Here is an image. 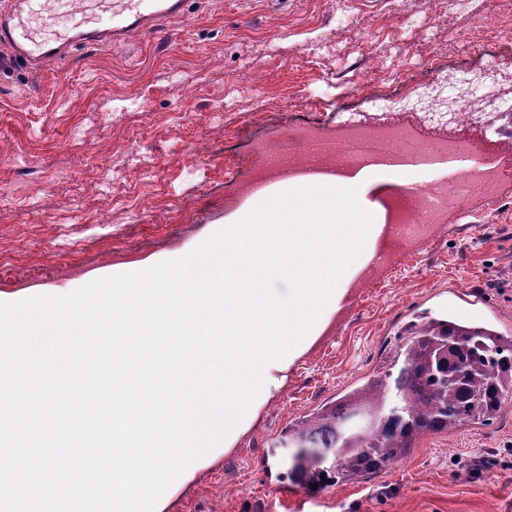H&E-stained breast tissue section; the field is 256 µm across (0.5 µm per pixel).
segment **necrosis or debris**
<instances>
[{
	"mask_svg": "<svg viewBox=\"0 0 512 512\" xmlns=\"http://www.w3.org/2000/svg\"><path fill=\"white\" fill-rule=\"evenodd\" d=\"M422 69L424 79L411 82L407 92L379 100L380 109L386 113L385 119L379 122L370 124L352 117L330 125L318 113L310 112L283 128L284 134L296 142L295 150L276 151L265 139H255L253 149L262 156V166L252 169L246 182L227 181V191L234 194L244 187L255 188L260 181L273 180L283 172L293 175L315 170L337 172L348 160L407 145L414 146L419 153H427L436 143L432 140L433 132L456 123L461 110H467L469 105L467 97L447 95L451 81L463 78L475 90L512 77L511 70L497 63L452 69L434 56L423 62ZM410 110L424 112V123L405 121L403 114ZM436 144L451 158L467 155L475 148L472 137L463 129ZM509 179L512 171L495 162L463 167L455 182L436 179L399 196L394 221L416 225L417 238L429 237L440 224L446 223L454 202L474 194L488 200L497 199L501 184Z\"/></svg>",
	"mask_w": 512,
	"mask_h": 512,
	"instance_id": "necrosis-or-debris-1",
	"label": "necrosis or debris"
}]
</instances>
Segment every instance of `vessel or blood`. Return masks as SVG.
Returning a JSON list of instances; mask_svg holds the SVG:
<instances>
[{
  "label": "vessel or blood",
  "mask_w": 512,
  "mask_h": 512,
  "mask_svg": "<svg viewBox=\"0 0 512 512\" xmlns=\"http://www.w3.org/2000/svg\"><path fill=\"white\" fill-rule=\"evenodd\" d=\"M185 4L186 0H78L67 8L69 24L45 36L35 24L49 10V0H8L6 7L0 8V43L11 48L16 64L36 72L65 57L74 46L104 40L122 44L133 32L182 17ZM443 162V157L433 154L419 157L388 152L359 161L354 169L370 174L383 169L405 172L423 163Z\"/></svg>",
  "instance_id": "vessel-or-blood-1"
}]
</instances>
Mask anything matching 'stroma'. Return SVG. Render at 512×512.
Returning a JSON list of instances; mask_svg holds the SVG:
<instances>
[{
  "label": "stroma",
  "mask_w": 512,
  "mask_h": 512,
  "mask_svg": "<svg viewBox=\"0 0 512 512\" xmlns=\"http://www.w3.org/2000/svg\"><path fill=\"white\" fill-rule=\"evenodd\" d=\"M470 44L494 60L512 43V0H187L181 19L120 47L81 46L35 75L0 46V294L79 288L119 266L194 249L243 208L224 176L262 162L297 113L338 121L399 93L395 75L438 54L464 67ZM111 186L97 190L96 176ZM480 295L512 334V181L490 207L470 197L350 302L291 367L230 453L176 494L168 512H512V393L490 425L428 435L359 484L282 506L275 442L368 373L414 317L448 307V286ZM483 455L480 478L458 458Z\"/></svg>",
  "instance_id": "obj_1"
}]
</instances>
